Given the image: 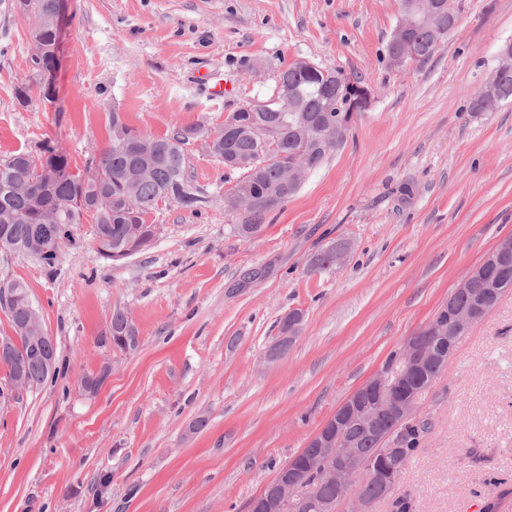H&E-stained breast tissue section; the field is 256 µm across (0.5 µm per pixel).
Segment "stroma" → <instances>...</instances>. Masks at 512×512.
Wrapping results in <instances>:
<instances>
[{
    "mask_svg": "<svg viewBox=\"0 0 512 512\" xmlns=\"http://www.w3.org/2000/svg\"><path fill=\"white\" fill-rule=\"evenodd\" d=\"M459 3L434 56L394 68L400 0H67L54 96L26 107L14 92L30 76L32 23L0 7V159L49 140L82 170L117 108L154 135L199 127L187 175L208 200L197 215L158 201L145 216L154 243L119 262L97 253L89 215L55 272L0 252V279L27 285L59 369L0 401V512H247L277 465L512 235V98L470 109L512 42V0ZM302 58L362 77L373 103L245 239L224 207L239 174L210 144ZM336 243L341 259L313 270ZM118 309L135 349L103 339ZM293 310L302 329L268 360ZM106 365L86 395L82 377ZM419 416L431 428L398 495L415 512L491 501L512 512V292L461 341Z\"/></svg>",
    "mask_w": 512,
    "mask_h": 512,
    "instance_id": "35a3bbf8",
    "label": "stroma"
}]
</instances>
